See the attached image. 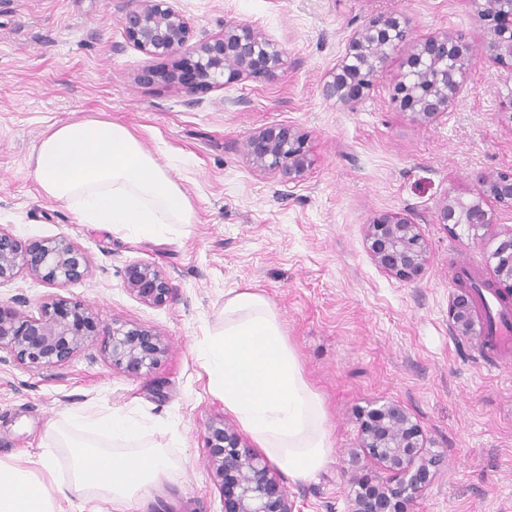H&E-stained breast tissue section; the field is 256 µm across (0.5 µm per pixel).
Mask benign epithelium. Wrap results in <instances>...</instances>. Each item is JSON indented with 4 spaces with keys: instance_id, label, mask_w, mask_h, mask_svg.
Returning <instances> with one entry per match:
<instances>
[{
    "instance_id": "1",
    "label": "benign epithelium",
    "mask_w": 512,
    "mask_h": 512,
    "mask_svg": "<svg viewBox=\"0 0 512 512\" xmlns=\"http://www.w3.org/2000/svg\"><path fill=\"white\" fill-rule=\"evenodd\" d=\"M138 9L125 17L128 40L149 56L175 57L186 45L189 30L173 0H139ZM505 0H479V16L487 25V39L476 51L460 34L445 33L415 43L404 67L418 73L426 67L434 75L414 84H397L392 100L403 112L430 122L448 112L482 57L512 70V7ZM412 22L397 12L365 22L351 36L346 53L322 87L323 96L344 106L361 102L373 87L385 60L376 51L395 50L410 41ZM200 58L175 66L165 78L192 93L200 85L216 84L217 77L231 84L242 77L272 78L284 64L279 44L236 21L224 23L222 35L199 45ZM244 151L260 170L279 171L298 182L312 161L306 138L290 126L271 125L254 131ZM481 194L465 203L447 198L440 208V223L477 229L495 223L486 200L512 208V170L480 176ZM365 245L371 260L386 274L410 281L427 263L428 244L418 225L398 213L380 214L366 225ZM495 261L492 288L512 296V230L491 253ZM85 249L66 236L23 243L0 229V284L29 276L63 288L87 274ZM126 290L150 306H162L174 295L170 279L158 268L132 263L124 273ZM448 321L458 336H480L472 311V293L461 286L448 305ZM95 348L112 368L138 377L161 363L168 353L165 337L139 324L103 325L84 304L50 295L33 314L0 303V361H11L30 371L60 368L80 352ZM360 451L379 466L374 476L350 479L349 512H411L410 506L444 466V456L423 446L421 432L401 406L385 403L359 413ZM207 459L224 498V512H296L295 500L280 485L269 460L242 442L230 424L209 428Z\"/></svg>"
}]
</instances>
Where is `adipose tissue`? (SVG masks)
<instances>
[{"label":"adipose tissue","instance_id":"obj_1","mask_svg":"<svg viewBox=\"0 0 512 512\" xmlns=\"http://www.w3.org/2000/svg\"><path fill=\"white\" fill-rule=\"evenodd\" d=\"M30 170L42 195L66 204L83 224L136 229L161 238L190 223L185 192L123 124L86 119L50 129L34 146ZM70 474L59 477L50 453L0 460V512H131L181 474L165 449L124 456L70 448Z\"/></svg>","mask_w":512,"mask_h":512}]
</instances>
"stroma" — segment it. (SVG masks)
<instances>
[{"label": "stroma", "instance_id": "1", "mask_svg": "<svg viewBox=\"0 0 512 512\" xmlns=\"http://www.w3.org/2000/svg\"><path fill=\"white\" fill-rule=\"evenodd\" d=\"M139 0H0V228L21 241L66 236L89 256L90 273L62 289L106 323L155 328L170 349L150 373L128 377L96 350L40 373L0 363V459L54 452L68 472L62 440L95 443L121 456L166 449L180 468L149 512H222L206 462L210 424L235 416L208 388L203 349L224 328V296L252 289L277 310L302 371L320 395L333 451L314 478L280 479L303 512H348L350 452L361 409L394 403L446 462L413 512H512V365L484 368L483 340L448 322L457 285L452 263L488 280V257L512 230V209L493 204V226L443 225L446 197L470 201L481 173L512 169V117L499 101L512 71L477 60L455 105L430 123L392 101L407 46L392 51L373 89L347 108L322 86L352 34L396 10L412 38L463 34L481 46L486 27L474 0H177L187 49L248 24L285 51L270 80L244 78L187 95L146 84L145 68L170 67L124 33ZM111 120L140 137L188 196L193 221L165 238L79 223L46 200L30 174V154L50 126ZM306 134L313 165L300 183L255 170L243 151L258 128ZM401 213L418 225L428 261L411 281L388 276L365 247L366 224ZM157 266L175 294L146 305L124 286L132 262ZM118 412L139 438L112 443L90 420Z\"/></svg>", "mask_w": 512, "mask_h": 512}]
</instances>
